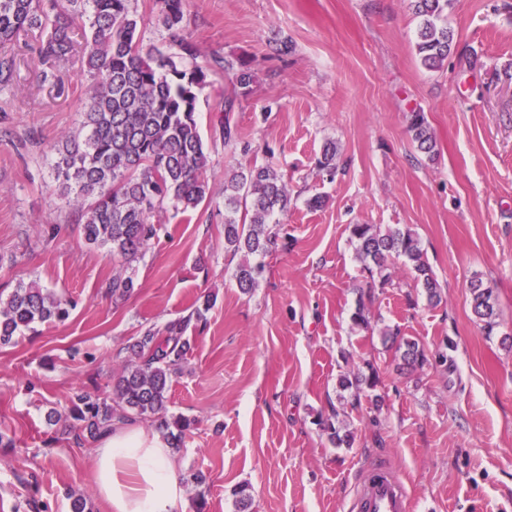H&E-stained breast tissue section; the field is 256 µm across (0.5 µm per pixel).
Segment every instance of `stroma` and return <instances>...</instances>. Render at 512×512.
<instances>
[{
    "label": "stroma",
    "instance_id": "obj_1",
    "mask_svg": "<svg viewBox=\"0 0 512 512\" xmlns=\"http://www.w3.org/2000/svg\"><path fill=\"white\" fill-rule=\"evenodd\" d=\"M186 33L200 60H244L250 93L234 112L219 103L232 83L211 71L198 101L210 157L208 200L167 214L137 262L135 287L112 300L118 271L86 244L56 190L55 144L78 128L90 77L72 60L48 61L34 36L10 51L17 73L0 86V294L36 280L76 301L70 318L0 346V512H71L83 497L107 512L93 483L94 440L75 443L70 397L111 398L128 345L211 299L190 328V349L170 391V411L195 425L173 459L183 479L176 512H236L249 484L252 512H347L356 477L388 457L411 512H512V0H451L455 49L426 69L416 53L410 0H186ZM293 50L276 56L280 42ZM423 113L436 153L408 130ZM228 119L248 151L225 147ZM337 146L334 180L316 162ZM269 165L290 204L276 230L288 241L264 258L250 293L224 250V179ZM322 195L323 207L309 198ZM354 224L408 227L443 287L428 305L411 269L370 286V329L354 324L368 278ZM495 288L498 326L485 335L469 284ZM418 340L428 358L396 369L382 328ZM447 351L450 365L436 362ZM376 370L359 406L340 405L341 376ZM337 404L353 434L336 447L316 424ZM206 477L191 482L192 473Z\"/></svg>",
    "mask_w": 512,
    "mask_h": 512
}]
</instances>
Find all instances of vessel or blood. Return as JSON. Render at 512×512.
<instances>
[{
	"label": "vessel or blood",
	"instance_id": "b4317fda",
	"mask_svg": "<svg viewBox=\"0 0 512 512\" xmlns=\"http://www.w3.org/2000/svg\"><path fill=\"white\" fill-rule=\"evenodd\" d=\"M349 512H410L411 500L406 484L395 466L376 460L355 483Z\"/></svg>",
	"mask_w": 512,
	"mask_h": 512
}]
</instances>
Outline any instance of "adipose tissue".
I'll use <instances>...</instances> for the list:
<instances>
[{
    "mask_svg": "<svg viewBox=\"0 0 512 512\" xmlns=\"http://www.w3.org/2000/svg\"><path fill=\"white\" fill-rule=\"evenodd\" d=\"M95 493L108 512H173L183 488L165 438L134 425L103 433L95 454Z\"/></svg>",
    "mask_w": 512,
    "mask_h": 512,
    "instance_id": "ef3b65f1",
    "label": "adipose tissue"
}]
</instances>
